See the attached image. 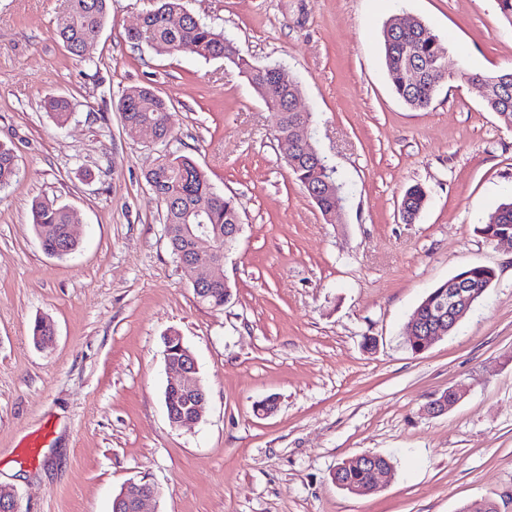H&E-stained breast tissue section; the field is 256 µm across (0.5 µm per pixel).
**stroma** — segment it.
<instances>
[{"instance_id": "obj_1", "label": "stroma", "mask_w": 512, "mask_h": 512, "mask_svg": "<svg viewBox=\"0 0 512 512\" xmlns=\"http://www.w3.org/2000/svg\"><path fill=\"white\" fill-rule=\"evenodd\" d=\"M64 5L0 0V144L18 169L0 188V484L19 512H112L142 478L159 490L147 512H512V250L476 230L512 193V127L466 79L512 67L496 0H185L249 62L300 84L309 140L343 181L332 224L236 65L129 40L153 0H110L97 43L73 56L56 34ZM403 14L466 71L424 110L385 67L384 25ZM132 86L171 105L169 141L125 133ZM51 96L71 100L66 125L43 110ZM163 153L191 156L235 201L224 309L197 298L171 254L145 181ZM416 184L428 204L409 223L400 204ZM44 199L75 216L70 257L35 235ZM475 265L495 269L491 287L455 333L413 353V310ZM39 318L55 329L42 348ZM173 332L208 392L203 419L181 428L164 402ZM451 387L462 399L430 413ZM269 397L276 410L258 412ZM362 453L390 458L389 482L337 488V464Z\"/></svg>"}]
</instances>
